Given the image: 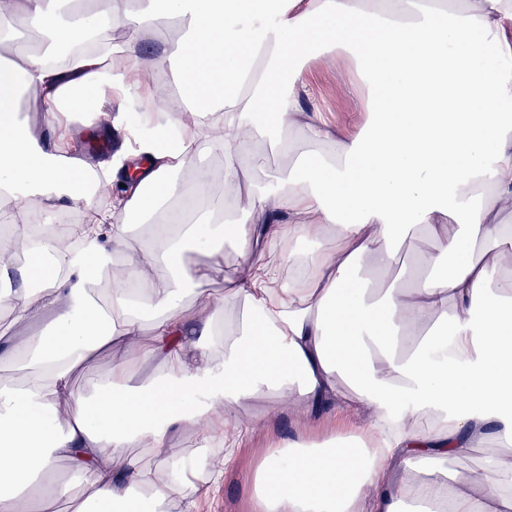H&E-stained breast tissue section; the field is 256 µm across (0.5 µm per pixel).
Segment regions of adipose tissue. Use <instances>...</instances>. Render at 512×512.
<instances>
[{"label":"adipose tissue","mask_w":512,"mask_h":512,"mask_svg":"<svg viewBox=\"0 0 512 512\" xmlns=\"http://www.w3.org/2000/svg\"><path fill=\"white\" fill-rule=\"evenodd\" d=\"M162 15L183 39L163 36ZM118 16L127 38L113 56L154 45L133 71L99 57L50 66ZM21 28L45 43L0 63V197L16 201L0 306L16 322L56 316L20 342L25 385L0 384V484L12 486L0 512H36L33 490L60 461L69 475L48 497L73 512H164L176 500L197 512L190 473L222 477L254 431L225 406L264 392L303 419L333 408L366 425L266 449L250 476L255 512H512L511 452L463 480L443 467L489 435L512 441V270L497 262L512 256V0H0V44ZM314 52L338 77H369L356 134L300 109ZM169 62L181 112L146 94L165 126L132 156L76 159L72 117ZM25 87L41 93L44 134L19 120ZM265 149L286 164L241 197ZM208 155L224 160L218 209ZM66 200L93 214L85 248L63 249L51 224L31 235L29 204L51 217ZM413 228L436 247L404 283L372 291L360 263L390 270ZM260 238L271 253L256 259ZM228 244L247 268L224 279L244 311L227 329L218 302L179 291L223 267ZM190 246L204 262L184 261ZM104 346L128 356L94 393L77 391L74 370ZM148 361L159 376L132 387ZM186 428L202 446L224 443L220 462L178 469L170 441Z\"/></svg>","instance_id":"adipose-tissue-1"}]
</instances>
